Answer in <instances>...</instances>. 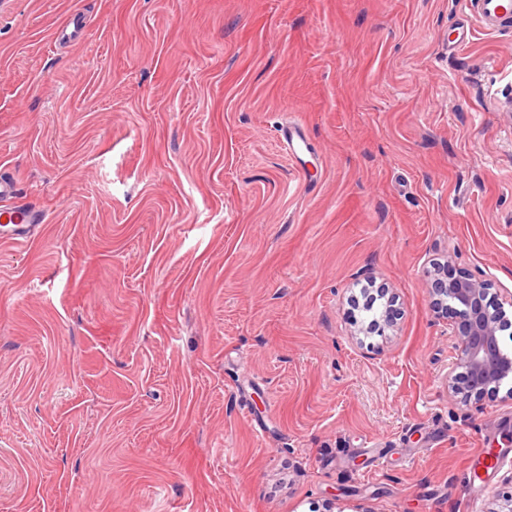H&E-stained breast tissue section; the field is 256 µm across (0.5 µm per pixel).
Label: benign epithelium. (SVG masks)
I'll use <instances>...</instances> for the list:
<instances>
[{
	"label": "benign epithelium",
	"mask_w": 512,
	"mask_h": 512,
	"mask_svg": "<svg viewBox=\"0 0 512 512\" xmlns=\"http://www.w3.org/2000/svg\"><path fill=\"white\" fill-rule=\"evenodd\" d=\"M430 280L429 306L441 318L449 319L448 335L459 351L462 376L448 372V392L466 401L478 402L500 391L512 380V353L504 349L500 332L512 325L504 305L512 307L508 293L494 307L487 305L493 283L464 271L451 272L435 264L427 271Z\"/></svg>",
	"instance_id": "obj_1"
}]
</instances>
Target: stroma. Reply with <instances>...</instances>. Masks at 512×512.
<instances>
[{
  "instance_id": "35a3bbf8",
  "label": "stroma",
  "mask_w": 512,
  "mask_h": 512,
  "mask_svg": "<svg viewBox=\"0 0 512 512\" xmlns=\"http://www.w3.org/2000/svg\"><path fill=\"white\" fill-rule=\"evenodd\" d=\"M469 30L459 40L460 30ZM301 121L305 171L278 129ZM0 512H490L431 263L512 292V28L461 0H0ZM401 311L353 304L368 282ZM18 192L17 185L13 179L0 177V224L11 227V238L19 241L23 237V231L31 224H42L44 213L28 204L16 201Z\"/></svg>"
}]
</instances>
